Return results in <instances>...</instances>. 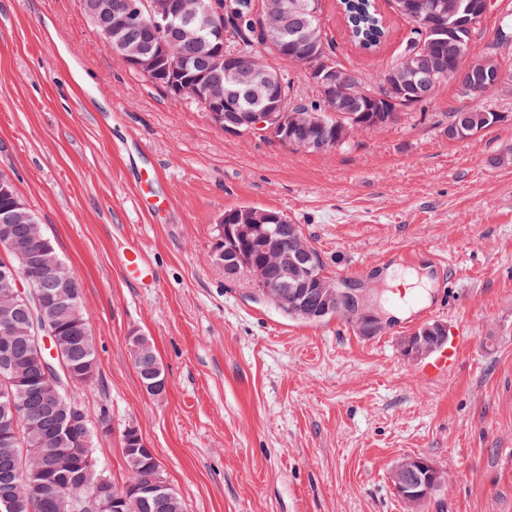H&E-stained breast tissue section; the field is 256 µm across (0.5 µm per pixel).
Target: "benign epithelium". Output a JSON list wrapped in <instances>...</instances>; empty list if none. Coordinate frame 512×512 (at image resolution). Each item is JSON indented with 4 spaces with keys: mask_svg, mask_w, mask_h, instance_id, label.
Masks as SVG:
<instances>
[{
    "mask_svg": "<svg viewBox=\"0 0 512 512\" xmlns=\"http://www.w3.org/2000/svg\"><path fill=\"white\" fill-rule=\"evenodd\" d=\"M104 9L95 4L90 10L92 21L100 35L108 43L114 41L120 49V58L130 68L152 81L162 74V68L176 65L175 48L178 41L172 37L178 33L186 37L183 28H174L170 21L183 18L192 28L216 34V43H204L199 47L198 63L206 68L198 72L196 83L200 85L202 97L207 104V117L224 136L231 138L261 137L284 145L293 141L297 134L304 149L323 152L347 141L349 127L327 129L326 113L297 112L288 105L283 94L286 82L284 76L272 68L263 58V51L243 54L224 53V32L214 23V4L202 0H118L112 4V22L102 20ZM305 12L301 0H270L261 10L262 21L268 31H278L287 22L288 15ZM418 13L427 17L445 18L444 0H418ZM294 61L304 67L309 81L316 87L320 97L328 105L339 100L367 98L371 104L374 98L367 97L355 75L340 71L332 60L318 53L315 45L295 53ZM224 66V82L212 79L211 67ZM259 78L277 84L282 94L272 98L261 112L239 111L234 105L236 91L233 82L241 77ZM465 82V73L438 69L427 79L429 90L436 93L446 85L447 80ZM0 222L5 228L0 232V249L17 248L18 240L15 215L10 210L0 212ZM281 223L278 215L260 209H247L241 213L238 223L224 226V249L213 252V262L224 269L226 278L235 280L239 272V239L257 228L260 235L271 238L275 227ZM311 266L304 267L297 254L281 248L275 252L274 268L276 277L271 278L264 266L249 269L248 276L256 288L252 295L258 300L269 299L278 288H294L303 280H319L314 274L317 263L312 254H307ZM0 286L12 291L16 304L28 314L29 336L25 348L38 359V376L30 386L12 391L3 389L4 411L0 414V452L13 454V446L20 441L22 433L29 432L30 422L40 420L39 412L57 410L70 397V391L77 384L73 368L52 346L53 332L41 322V316L48 301L68 304L73 291L62 285L55 269L41 266L33 273L29 262L16 267L5 264L0 267ZM15 309L0 314V375L10 374L19 357L15 337ZM405 356L418 359L435 351L426 343V337L415 336L412 344L404 346ZM145 391L161 395L167 391V378L160 371L149 366ZM77 413L57 416L51 428L40 435L39 443L52 441L50 448L33 449V459L26 465H16L0 471V498L12 504L16 512H39V506L46 499L60 501L69 499L71 512H126L127 495H139L143 501L162 503L174 495L167 480L155 477L150 484L125 493L112 492V480L99 464L95 455L94 441L112 435L109 417L100 418L94 430L82 429L81 434L71 442V447H60L59 436L70 433L76 425ZM122 435L133 441V450L154 455L143 439L136 424L125 426ZM392 483L396 493L410 505L417 506L428 496L432 486L420 483H406L393 475Z\"/></svg>",
    "mask_w": 512,
    "mask_h": 512,
    "instance_id": "7a95c632",
    "label": "benign epithelium"
}]
</instances>
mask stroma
Here are the masks:
<instances>
[{
  "instance_id": "35a3bbf8",
  "label": "stroma",
  "mask_w": 512,
  "mask_h": 512,
  "mask_svg": "<svg viewBox=\"0 0 512 512\" xmlns=\"http://www.w3.org/2000/svg\"><path fill=\"white\" fill-rule=\"evenodd\" d=\"M321 18L338 59L378 88L410 30L368 55L336 0ZM508 121L464 141L453 110ZM512 66L480 98L447 84L396 125L308 153L227 138L205 113L128 67L80 0H0V173L11 177L79 278L98 376L74 398L115 433L99 456L126 480L120 431L135 422L187 512H410L391 471L422 456L444 483L425 512H512ZM171 205H138L137 169ZM301 224L329 275L361 286L381 335L335 317L310 325L250 299L212 261L216 224L238 206ZM142 246L154 288H135L123 252ZM409 268L420 298L389 285ZM438 321L468 342L457 366L422 379L403 344ZM150 336L168 380L149 395L128 336Z\"/></svg>"
}]
</instances>
